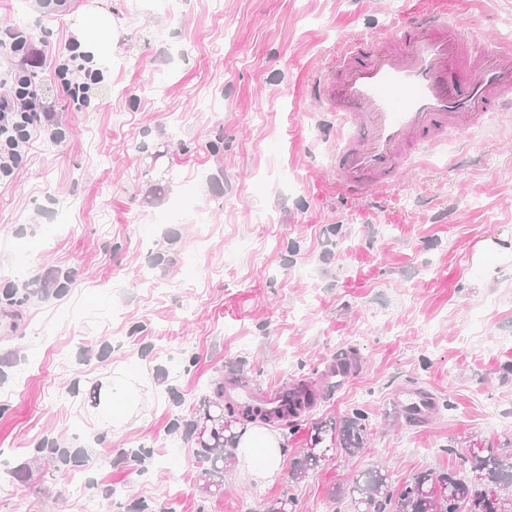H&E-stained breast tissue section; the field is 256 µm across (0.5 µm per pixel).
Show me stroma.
Wrapping results in <instances>:
<instances>
[{
    "label": "stroma",
    "mask_w": 512,
    "mask_h": 512,
    "mask_svg": "<svg viewBox=\"0 0 512 512\" xmlns=\"http://www.w3.org/2000/svg\"><path fill=\"white\" fill-rule=\"evenodd\" d=\"M85 8L114 17L117 43L76 108L50 59L86 44ZM435 8L512 42V0H0V32L46 47L34 76L64 132L0 177V512H262L289 495L296 512H350L333 492L362 472L401 486L512 440V256L473 258L512 239V116L474 132L478 152L449 139L352 196L329 172L336 120L308 95L350 36ZM352 355L343 383L326 377ZM119 366L145 385L116 433L92 409ZM233 379L318 400L272 424L273 482L233 467L205 494L197 426ZM410 389L434 398L428 420L399 404ZM356 407L365 450L324 440L328 461L292 481Z\"/></svg>",
    "instance_id": "1"
}]
</instances>
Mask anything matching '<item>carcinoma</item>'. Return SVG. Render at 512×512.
<instances>
[{"mask_svg": "<svg viewBox=\"0 0 512 512\" xmlns=\"http://www.w3.org/2000/svg\"><path fill=\"white\" fill-rule=\"evenodd\" d=\"M215 407L225 410L235 421H269L296 417L311 404L307 392L289 390L280 397L275 412L250 405L224 402V387L214 389ZM366 414L360 409L346 418L337 433L341 454L353 457L364 449ZM198 456L210 462L203 472V489L209 493L220 485L224 467L233 461L224 448V437L215 433L201 445ZM322 453H306L293 462L292 479L301 480L309 471L327 461ZM469 476L456 472H420L411 482L394 486L388 474L372 469L347 488L335 489L334 495L348 498L354 512H512V448H467L461 455Z\"/></svg>", "mask_w": 512, "mask_h": 512, "instance_id": "obj_1", "label": "carcinoma"}]
</instances>
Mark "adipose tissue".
I'll return each mask as SVG.
<instances>
[{"label":"adipose tissue","instance_id":"obj_1","mask_svg":"<svg viewBox=\"0 0 512 512\" xmlns=\"http://www.w3.org/2000/svg\"><path fill=\"white\" fill-rule=\"evenodd\" d=\"M141 387L139 374L123 366L116 368L111 386L98 398L99 404L106 407L100 415L101 421L111 423L116 430L126 428L139 413ZM228 433L240 466L247 468L257 480H274L284 459L282 439L256 422L235 423Z\"/></svg>","mask_w":512,"mask_h":512}]
</instances>
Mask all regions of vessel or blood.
<instances>
[{
	"instance_id": "b4317fda",
	"label": "vessel or blood",
	"mask_w": 512,
	"mask_h": 512,
	"mask_svg": "<svg viewBox=\"0 0 512 512\" xmlns=\"http://www.w3.org/2000/svg\"><path fill=\"white\" fill-rule=\"evenodd\" d=\"M309 95L336 118L337 185L363 193L401 176L411 148L434 151L447 134L469 137L488 115L512 111V43L480 39L457 13L421 14L398 35L347 40ZM402 406L420 421L433 410L415 392Z\"/></svg>"
}]
</instances>
